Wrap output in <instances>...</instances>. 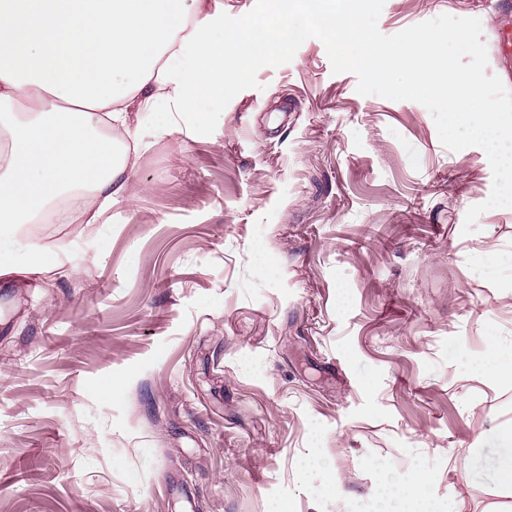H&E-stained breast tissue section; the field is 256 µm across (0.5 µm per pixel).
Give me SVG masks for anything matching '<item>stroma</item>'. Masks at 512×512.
Listing matches in <instances>:
<instances>
[{
	"mask_svg": "<svg viewBox=\"0 0 512 512\" xmlns=\"http://www.w3.org/2000/svg\"><path fill=\"white\" fill-rule=\"evenodd\" d=\"M478 0H385L393 35ZM213 134H142L97 224L21 227L0 276V512H483L512 445V208L485 152L357 92L324 44L257 73ZM113 394H105V386ZM335 484H328V476ZM488 365L501 378L512 380V348L491 344L487 351Z\"/></svg>",
	"mask_w": 512,
	"mask_h": 512,
	"instance_id": "stroma-1",
	"label": "stroma"
}]
</instances>
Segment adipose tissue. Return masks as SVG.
Listing matches in <instances>:
<instances>
[{
	"label": "adipose tissue",
	"mask_w": 512,
	"mask_h": 512,
	"mask_svg": "<svg viewBox=\"0 0 512 512\" xmlns=\"http://www.w3.org/2000/svg\"><path fill=\"white\" fill-rule=\"evenodd\" d=\"M221 0H0V275L52 265L40 249L15 264L16 230L64 206L97 223L131 195L130 155L178 118L212 120L197 103L225 76L292 35L279 25L213 26Z\"/></svg>",
	"instance_id": "1"
}]
</instances>
